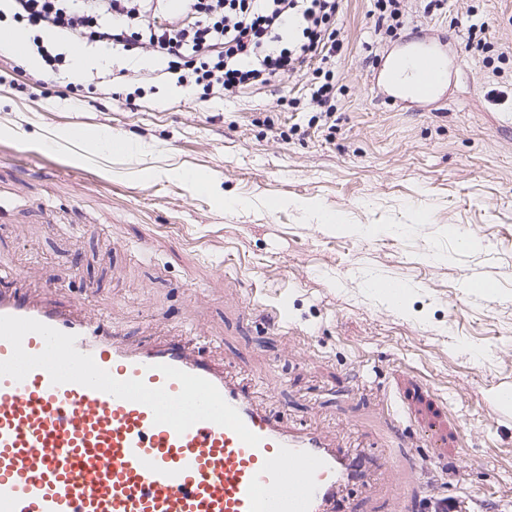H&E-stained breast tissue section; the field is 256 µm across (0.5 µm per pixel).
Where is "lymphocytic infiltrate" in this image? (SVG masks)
Wrapping results in <instances>:
<instances>
[{
    "mask_svg": "<svg viewBox=\"0 0 512 512\" xmlns=\"http://www.w3.org/2000/svg\"><path fill=\"white\" fill-rule=\"evenodd\" d=\"M11 21L54 74L66 53L45 41L53 30L80 44L104 45L130 60L164 61L161 75L189 91L221 98L261 90L282 76L317 74L310 104L322 124L336 120L333 65L345 50L337 22L343 0H10Z\"/></svg>",
    "mask_w": 512,
    "mask_h": 512,
    "instance_id": "obj_1",
    "label": "lymphocytic infiltrate"
}]
</instances>
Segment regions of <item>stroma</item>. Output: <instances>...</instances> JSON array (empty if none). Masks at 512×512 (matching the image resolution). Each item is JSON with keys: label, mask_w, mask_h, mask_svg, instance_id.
Returning <instances> with one entry per match:
<instances>
[{"label": "stroma", "mask_w": 512, "mask_h": 512, "mask_svg": "<svg viewBox=\"0 0 512 512\" xmlns=\"http://www.w3.org/2000/svg\"><path fill=\"white\" fill-rule=\"evenodd\" d=\"M372 7L343 4L332 130L311 121L307 77L206 101L147 79L132 106L66 71L17 91L0 52V267L140 340L194 319L258 401L373 455L397 404L413 456L443 454L403 512L432 495L512 512V413L495 400L512 385V0H443L431 17L409 0L380 42ZM466 22L484 49L465 50ZM412 37L461 68L438 103L372 84L373 55ZM104 134L146 150L88 148ZM382 276L405 284L403 306L378 298ZM283 295L300 333L264 323Z\"/></svg>", "instance_id": "obj_1"}]
</instances>
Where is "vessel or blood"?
I'll return each instance as SVG.
<instances>
[{
	"mask_svg": "<svg viewBox=\"0 0 512 512\" xmlns=\"http://www.w3.org/2000/svg\"><path fill=\"white\" fill-rule=\"evenodd\" d=\"M373 83L437 102L448 61L410 44ZM196 326L138 346L94 310L0 286V512H336L380 470L418 482L413 456L375 458L291 427L205 354Z\"/></svg>",
	"mask_w": 512,
	"mask_h": 512,
	"instance_id": "obj_1",
	"label": "vessel or blood"
}]
</instances>
